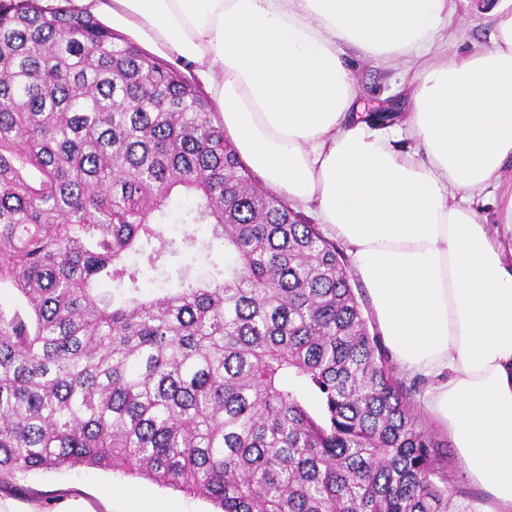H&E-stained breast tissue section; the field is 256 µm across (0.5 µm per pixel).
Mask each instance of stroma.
Listing matches in <instances>:
<instances>
[{"mask_svg":"<svg viewBox=\"0 0 512 512\" xmlns=\"http://www.w3.org/2000/svg\"><path fill=\"white\" fill-rule=\"evenodd\" d=\"M488 0H452L445 32L446 49H434L432 62L453 58L488 46L492 23ZM358 86V112L391 107L399 116L410 110L409 84L417 62L387 64L351 57ZM84 512H213L211 502L123 475L117 470L78 467L62 472L16 474L0 484V512H66L71 502Z\"/></svg>","mask_w":512,"mask_h":512,"instance_id":"obj_1","label":"stroma"}]
</instances>
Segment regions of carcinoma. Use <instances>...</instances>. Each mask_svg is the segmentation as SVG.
Instances as JSON below:
<instances>
[{
  "label": "carcinoma",
  "instance_id": "1",
  "mask_svg": "<svg viewBox=\"0 0 512 512\" xmlns=\"http://www.w3.org/2000/svg\"><path fill=\"white\" fill-rule=\"evenodd\" d=\"M216 247L217 276L173 268ZM351 281L177 65L0 0V484L84 466L217 512H478Z\"/></svg>",
  "mask_w": 512,
  "mask_h": 512
}]
</instances>
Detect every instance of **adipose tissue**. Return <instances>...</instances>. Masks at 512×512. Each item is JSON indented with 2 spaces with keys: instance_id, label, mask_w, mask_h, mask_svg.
<instances>
[{
  "instance_id": "ef3b65f1",
  "label": "adipose tissue",
  "mask_w": 512,
  "mask_h": 512,
  "mask_svg": "<svg viewBox=\"0 0 512 512\" xmlns=\"http://www.w3.org/2000/svg\"><path fill=\"white\" fill-rule=\"evenodd\" d=\"M73 2L193 64L243 161L347 246L423 412L512 512V11L493 2L489 46L421 69L391 128L352 121L347 58L422 57L449 0Z\"/></svg>"
}]
</instances>
